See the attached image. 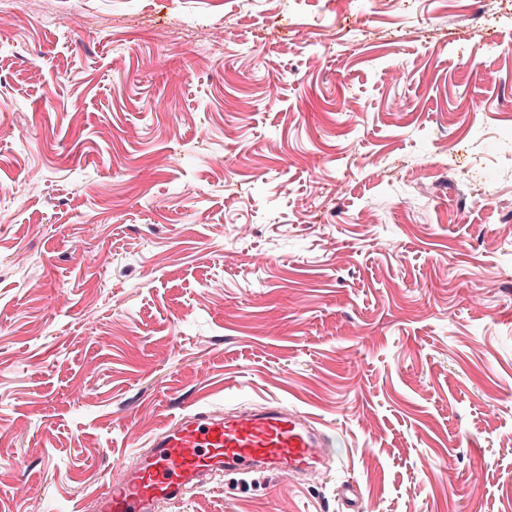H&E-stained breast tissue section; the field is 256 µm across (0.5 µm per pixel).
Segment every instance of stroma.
<instances>
[{"mask_svg": "<svg viewBox=\"0 0 512 512\" xmlns=\"http://www.w3.org/2000/svg\"><path fill=\"white\" fill-rule=\"evenodd\" d=\"M270 402L322 481L162 512H512V0L0 6V512Z\"/></svg>", "mask_w": 512, "mask_h": 512, "instance_id": "35a3bbf8", "label": "stroma"}]
</instances>
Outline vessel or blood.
I'll use <instances>...</instances> for the list:
<instances>
[{
    "label": "vessel or blood",
    "mask_w": 512,
    "mask_h": 512,
    "mask_svg": "<svg viewBox=\"0 0 512 512\" xmlns=\"http://www.w3.org/2000/svg\"><path fill=\"white\" fill-rule=\"evenodd\" d=\"M150 446L120 464L96 497L98 512H149L157 501L181 500L200 476L222 467L302 472L323 461L331 438L314 417L271 403L231 415H179Z\"/></svg>",
    "instance_id": "vessel-or-blood-1"
}]
</instances>
